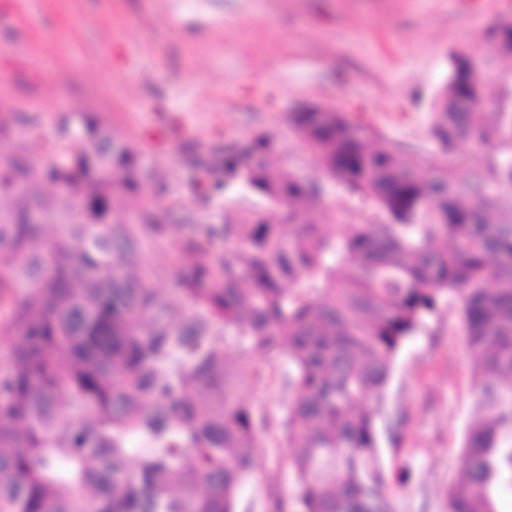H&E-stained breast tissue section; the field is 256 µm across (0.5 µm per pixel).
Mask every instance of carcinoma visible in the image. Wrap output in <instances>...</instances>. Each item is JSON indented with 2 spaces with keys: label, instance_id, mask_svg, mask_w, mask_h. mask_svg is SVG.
I'll return each instance as SVG.
<instances>
[{
  "label": "carcinoma",
  "instance_id": "carcinoma-1",
  "mask_svg": "<svg viewBox=\"0 0 512 512\" xmlns=\"http://www.w3.org/2000/svg\"><path fill=\"white\" fill-rule=\"evenodd\" d=\"M450 54L430 130L446 154L495 144L465 174L423 176L345 112H292L321 178L270 162L256 133L199 157L214 193L285 210L168 224L173 188L153 154L101 119L0 114V512H238L257 449L285 457L292 492L266 512H394L377 417L403 344L457 311L475 369L444 512H500L512 492V116ZM485 90L473 97L475 87ZM370 199L340 236L297 218L325 186ZM163 245L170 265L144 266ZM263 354L260 360L255 353ZM278 384L274 419L240 396Z\"/></svg>",
  "mask_w": 512,
  "mask_h": 512
}]
</instances>
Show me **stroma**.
I'll return each mask as SVG.
<instances>
[{
    "label": "stroma",
    "instance_id": "1",
    "mask_svg": "<svg viewBox=\"0 0 512 512\" xmlns=\"http://www.w3.org/2000/svg\"><path fill=\"white\" fill-rule=\"evenodd\" d=\"M505 17L512 0H0V107L47 124L59 111L94 112L131 142L179 152L168 180L184 211L204 180L191 159L214 144L264 132L275 165L314 171L289 123L305 103L357 117L420 169L464 173L493 149L443 154L430 104L463 49L512 114V59L487 41ZM371 214L345 194L305 212L336 236ZM473 402L460 320L446 309L402 347L385 391L382 462L414 476L395 512H442ZM272 489L290 491V477L281 454L262 448L242 507L265 512Z\"/></svg>",
    "mask_w": 512,
    "mask_h": 512
}]
</instances>
